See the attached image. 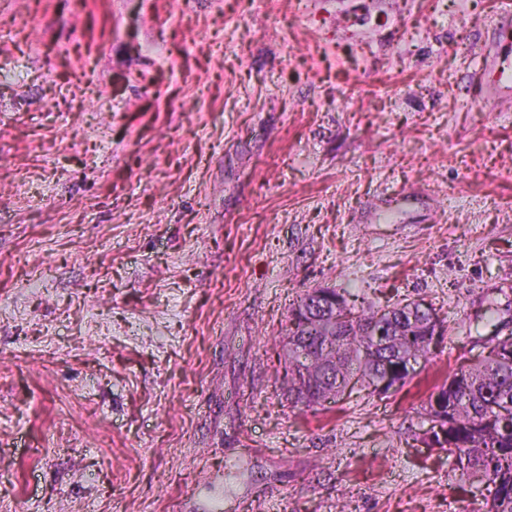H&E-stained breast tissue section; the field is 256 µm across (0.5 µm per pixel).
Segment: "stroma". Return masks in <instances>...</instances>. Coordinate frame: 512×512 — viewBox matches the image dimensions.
I'll use <instances>...</instances> for the list:
<instances>
[{
  "mask_svg": "<svg viewBox=\"0 0 512 512\" xmlns=\"http://www.w3.org/2000/svg\"><path fill=\"white\" fill-rule=\"evenodd\" d=\"M0 0V512H485L420 431L512 338L498 0ZM414 299L388 397L288 399L318 288ZM492 77L496 90L505 98L512 97V58L510 55L495 53L485 61L482 68L471 76L474 84Z\"/></svg>",
  "mask_w": 512,
  "mask_h": 512,
  "instance_id": "obj_1",
  "label": "stroma"
}]
</instances>
